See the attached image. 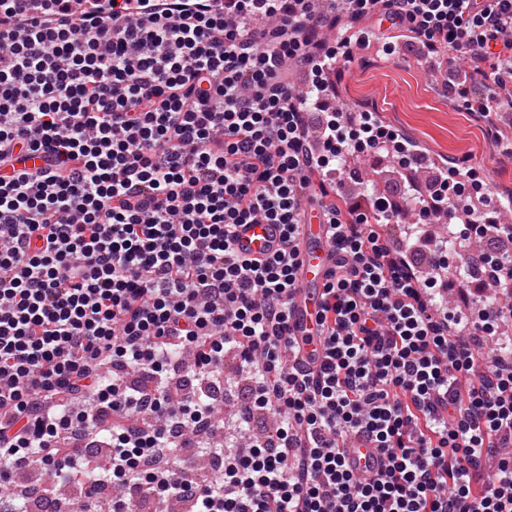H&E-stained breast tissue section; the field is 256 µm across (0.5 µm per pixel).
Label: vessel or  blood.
I'll use <instances>...</instances> for the list:
<instances>
[{
	"mask_svg": "<svg viewBox=\"0 0 512 512\" xmlns=\"http://www.w3.org/2000/svg\"><path fill=\"white\" fill-rule=\"evenodd\" d=\"M327 227L321 216H314L302 225L298 240L301 267L297 273L298 287L292 296L291 323L302 350L299 360L310 365L317 347L316 314L320 306L322 285L327 273L336 264V253L326 236ZM280 243V228L275 224H245L238 230L236 247L249 257H262L274 253ZM346 458L357 474L377 477L385 469L386 459L367 440L355 441Z\"/></svg>",
	"mask_w": 512,
	"mask_h": 512,
	"instance_id": "1",
	"label": "vessel or blood"
}]
</instances>
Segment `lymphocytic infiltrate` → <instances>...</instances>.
<instances>
[{"label": "lymphocytic infiltrate", "mask_w": 512, "mask_h": 512, "mask_svg": "<svg viewBox=\"0 0 512 512\" xmlns=\"http://www.w3.org/2000/svg\"><path fill=\"white\" fill-rule=\"evenodd\" d=\"M366 20L384 50L418 42L446 98L462 61L492 76L480 111L512 108V0H0L1 475L38 459L72 481L86 453L58 443L117 414L97 476L112 512L171 496L195 512H512V348H485L507 311L436 300L449 240L512 242V225L457 217L487 197L475 169L420 180L424 148L337 105L326 43ZM380 152L415 214L337 184L347 158ZM312 210L337 258L306 370L284 354ZM244 224L280 225L278 252L240 256ZM460 260L462 294L512 295L497 243ZM229 352L254 381L238 423H283L240 451L200 441L224 462L201 480L175 442L214 429L201 383ZM352 436L387 458L382 476L346 468Z\"/></svg>", "instance_id": "1"}]
</instances>
